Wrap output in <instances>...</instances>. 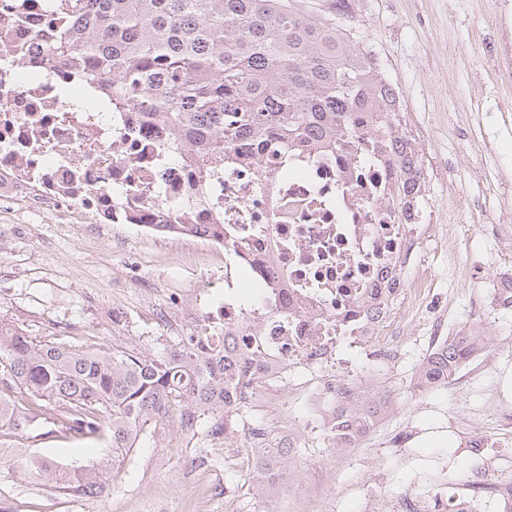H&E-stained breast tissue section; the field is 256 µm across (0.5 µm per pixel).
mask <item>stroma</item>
<instances>
[{
  "label": "stroma",
  "instance_id": "35a3bbf8",
  "mask_svg": "<svg viewBox=\"0 0 512 512\" xmlns=\"http://www.w3.org/2000/svg\"><path fill=\"white\" fill-rule=\"evenodd\" d=\"M494 0H298L315 16L343 14L354 40L370 50L407 103L405 117L423 162L432 174L420 203L441 230L424 243L413 278L429 294L402 316L401 356L389 362L372 345L346 353L337 379L358 376L365 393L386 386L396 410L380 422L373 439L356 453L332 448L323 430L311 433L296 455L295 485L278 493V512L310 473L325 468L336 491L337 512H374L377 498L424 493L436 474L485 475L512 482V424L496 404L512 406V308L476 309L494 276L503 271L506 243L490 233L486 219L512 205V84L494 71L512 70L501 55L503 31ZM224 287V255L195 243L168 245L126 237L121 228L46 218L26 202L0 216V322L31 335L76 347L103 346L159 355L184 335V313L165 310L169 296ZM447 331L471 325L497 367L476 358L448 387L415 392L411 381L428 353L433 322ZM495 391L488 402L487 391ZM304 400L257 402L233 418V434L213 440L182 438L175 420L160 422V440L134 449L117 466L104 443L57 432L39 435L0 430V442L57 459L65 467L103 461L108 483L97 499L58 498L23 472L0 466V512H255L256 478L250 468L247 432L287 419L304 424ZM459 441V461L440 463L444 448H421L427 431ZM490 434L487 446L474 433ZM197 456L205 467L196 480L185 469Z\"/></svg>",
  "mask_w": 512,
  "mask_h": 512
}]
</instances>
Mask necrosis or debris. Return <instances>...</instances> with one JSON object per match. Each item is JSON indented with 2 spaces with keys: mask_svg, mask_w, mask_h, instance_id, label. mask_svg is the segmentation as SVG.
<instances>
[{
  "mask_svg": "<svg viewBox=\"0 0 512 512\" xmlns=\"http://www.w3.org/2000/svg\"><path fill=\"white\" fill-rule=\"evenodd\" d=\"M63 22L47 0H0V209L23 200L145 238L168 224L174 243L193 237L187 225H223V238L195 236L224 251V297L201 316L207 334L238 353L259 351L252 399L277 400L302 374L320 376L307 397L335 425L351 395L349 381L334 378L341 350L376 341L396 353L391 319L416 290L410 273L433 230L402 223L390 207L392 160L353 142L333 152L271 144L259 161L226 164L218 196L195 203L203 173L192 147L171 154L174 122L98 107L81 77L44 57ZM249 438L281 450L251 458L271 484L262 512H277L298 432L258 425Z\"/></svg>",
  "mask_w": 512,
  "mask_h": 512,
  "instance_id": "1",
  "label": "necrosis or debris"
}]
</instances>
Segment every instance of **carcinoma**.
I'll list each match as a JSON object with an SVG mask.
<instances>
[{
  "label": "carcinoma",
  "mask_w": 512,
  "mask_h": 512,
  "mask_svg": "<svg viewBox=\"0 0 512 512\" xmlns=\"http://www.w3.org/2000/svg\"><path fill=\"white\" fill-rule=\"evenodd\" d=\"M69 8L72 19L45 55L111 105L172 117L184 138L205 146L195 163L208 175L224 170V142L254 160L270 142L333 150L360 134L399 169L392 202L403 221L414 217L423 161L399 91L336 20L310 16L296 0H69ZM481 342L474 332L448 337L418 368L421 384L452 379ZM0 370L1 429L52 424L107 442L119 462L173 415L189 432L225 434L255 383L244 359L203 332L151 357L76 349L0 323ZM17 387L28 395L23 404L12 397ZM0 463L65 497L106 493L95 464L65 468L13 450L0 451Z\"/></svg>",
  "instance_id": "cac0c4a2"
}]
</instances>
